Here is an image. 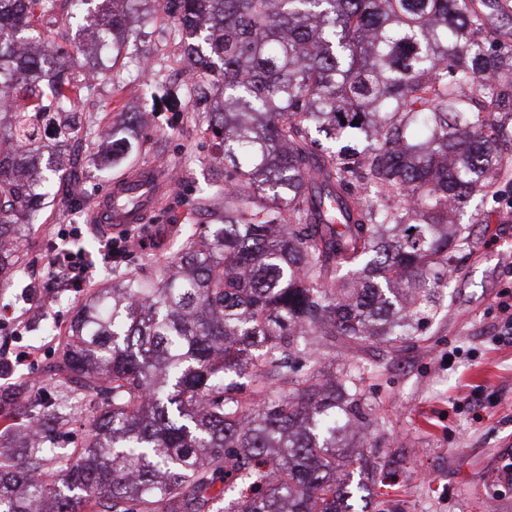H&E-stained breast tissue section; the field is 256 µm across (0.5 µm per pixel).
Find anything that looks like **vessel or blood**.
<instances>
[{
	"label": "vessel or blood",
	"instance_id": "b4317fda",
	"mask_svg": "<svg viewBox=\"0 0 512 512\" xmlns=\"http://www.w3.org/2000/svg\"><path fill=\"white\" fill-rule=\"evenodd\" d=\"M164 186L152 168H140L117 178L89 212L103 232L119 231L144 222L157 205Z\"/></svg>",
	"mask_w": 512,
	"mask_h": 512
}]
</instances>
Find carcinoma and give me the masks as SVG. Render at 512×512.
Listing matches in <instances>:
<instances>
[{"label": "carcinoma", "mask_w": 512, "mask_h": 512, "mask_svg": "<svg viewBox=\"0 0 512 512\" xmlns=\"http://www.w3.org/2000/svg\"><path fill=\"white\" fill-rule=\"evenodd\" d=\"M174 17L184 53L222 106L224 209L209 210L153 277L97 288L40 380L0 394V512H357L380 464L338 453L376 422L351 357L327 378L316 349L397 344L436 307L451 253L469 245L459 209L506 179L512 50L479 38L512 0H0V69L35 82L57 43L21 52L42 17L59 35H131L132 13ZM97 86L60 69L0 108V280L17 272L33 212L63 180L39 135L85 141L76 100ZM139 123L112 128L116 167ZM80 422L79 446L64 447Z\"/></svg>", "instance_id": "cac0c4a2"}]
</instances>
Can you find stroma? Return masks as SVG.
I'll list each match as a JSON object with an SVG mask.
<instances>
[{
	"label": "stroma",
	"instance_id": "obj_1",
	"mask_svg": "<svg viewBox=\"0 0 512 512\" xmlns=\"http://www.w3.org/2000/svg\"><path fill=\"white\" fill-rule=\"evenodd\" d=\"M179 30L169 17L160 29L137 30L123 44L117 66L102 76L86 114L91 125L117 126L127 110L156 109V122L139 131L134 165L155 167L176 184L147 221L119 240V264L107 259V237L89 223L87 212L116 178L115 170L85 162L77 188L85 194L84 209L71 210L74 188L66 184L41 210L20 243L19 271L11 285H0L1 386L20 375L42 376L87 289L154 274L175 251L174 229L206 220L203 200L223 206L213 188L224 182V164L204 132L212 98L186 97L170 77L184 65L181 50L167 48ZM471 206L470 246L416 339L398 349L369 343L357 352L376 370L367 390L397 512H512V479L504 476L512 471V327L502 310L512 304V223L500 219L512 209V189L499 188L496 198ZM92 235L100 245L86 253L93 272L87 289H64L58 303H49L51 249H71L74 239ZM35 262L44 271L31 298L22 285ZM22 351L30 359L15 364Z\"/></svg>",
	"mask_w": 512,
	"mask_h": 512
}]
</instances>
